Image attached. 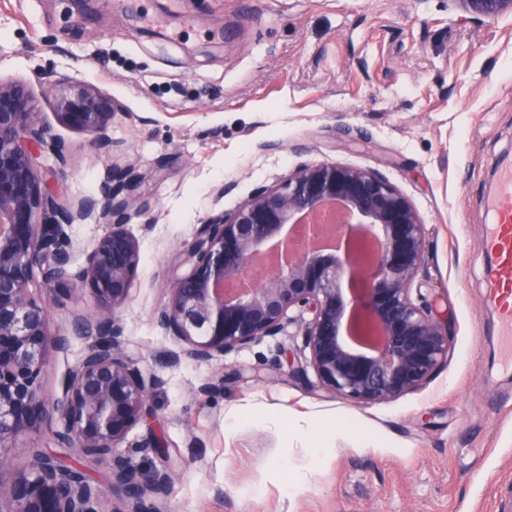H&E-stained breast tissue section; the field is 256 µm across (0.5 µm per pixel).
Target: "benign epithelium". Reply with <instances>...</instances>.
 Instances as JSON below:
<instances>
[{
    "label": "benign epithelium",
    "instance_id": "benign-epithelium-1",
    "mask_svg": "<svg viewBox=\"0 0 512 512\" xmlns=\"http://www.w3.org/2000/svg\"><path fill=\"white\" fill-rule=\"evenodd\" d=\"M456 2L477 21L512 16V0ZM115 109L92 86L67 85L56 95L59 123L99 150H112ZM49 133L28 85L0 81V473L9 443L22 432H41L56 416L60 447L110 467L120 512H164L171 474L143 473L116 453L164 384L156 373L144 375L115 341L140 261L127 228L124 174L108 170L99 197L68 200L48 190L36 149ZM92 216L107 230L73 275L66 228ZM277 247L280 259L267 262L269 271L255 283L258 260ZM341 250L343 260L336 257ZM426 263L424 224L382 175L337 163L307 166L203 221L182 252L188 273L168 284L158 320L179 342L171 362L206 364L275 335L290 311L306 312L299 333L317 387L355 403H380L420 389L448 361V324L410 291ZM37 269L47 286L65 279L75 291L93 286L97 306L74 316L70 332L52 331L50 305L30 296ZM357 277L360 288L348 298L340 283ZM73 335L91 344L71 368L63 396L50 403L41 391L48 352L65 349ZM100 496L81 466L37 452L11 496L0 498V512H99Z\"/></svg>",
    "mask_w": 512,
    "mask_h": 512
}]
</instances>
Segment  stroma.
<instances>
[{"label": "stroma", "instance_id": "stroma-1", "mask_svg": "<svg viewBox=\"0 0 512 512\" xmlns=\"http://www.w3.org/2000/svg\"><path fill=\"white\" fill-rule=\"evenodd\" d=\"M121 106L111 152L55 116L60 80ZM0 80L28 83L40 123L65 148L42 184L72 198L128 173L140 262L119 342L165 384L119 454L167 468L168 512H499L512 490V369L501 362L493 283L478 246L492 174L512 158V18L477 24L457 0H0ZM374 170L414 205L429 261L412 285L450 326L451 350L421 389L356 404L302 375L297 324L208 364L174 365L157 312L202 222L304 166ZM151 229H144V220ZM69 281L29 291L52 330L94 309ZM86 340L51 352L41 377L61 396ZM215 381L199 393L205 380ZM332 424L327 450L311 430ZM376 446H365L366 437ZM159 440L163 452L143 450ZM48 435L7 450L0 495Z\"/></svg>", "mask_w": 512, "mask_h": 512}]
</instances>
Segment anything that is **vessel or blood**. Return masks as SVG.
I'll list each match as a JSON object with an SVG mask.
<instances>
[{
	"instance_id": "vessel-or-blood-1",
	"label": "vessel or blood",
	"mask_w": 512,
	"mask_h": 512,
	"mask_svg": "<svg viewBox=\"0 0 512 512\" xmlns=\"http://www.w3.org/2000/svg\"><path fill=\"white\" fill-rule=\"evenodd\" d=\"M488 205L493 221L488 224L479 245L496 260L488 300L498 312L502 344L507 361L512 364V166L499 173L497 188Z\"/></svg>"
}]
</instances>
